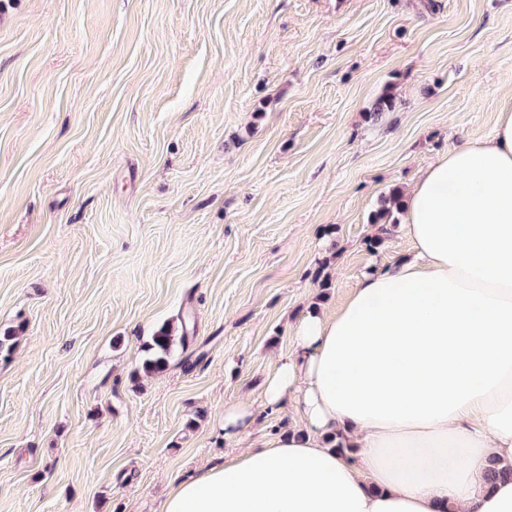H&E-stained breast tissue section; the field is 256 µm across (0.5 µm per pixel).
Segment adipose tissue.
I'll use <instances>...</instances> for the list:
<instances>
[{
  "mask_svg": "<svg viewBox=\"0 0 512 512\" xmlns=\"http://www.w3.org/2000/svg\"><path fill=\"white\" fill-rule=\"evenodd\" d=\"M401 197L412 254L306 313L266 378L300 428L176 481L161 512H512V481H482L512 462V106Z\"/></svg>",
  "mask_w": 512,
  "mask_h": 512,
  "instance_id": "obj_1",
  "label": "adipose tissue"
}]
</instances>
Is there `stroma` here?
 Wrapping results in <instances>:
<instances>
[{
	"label": "stroma",
	"mask_w": 512,
	"mask_h": 512,
	"mask_svg": "<svg viewBox=\"0 0 512 512\" xmlns=\"http://www.w3.org/2000/svg\"><path fill=\"white\" fill-rule=\"evenodd\" d=\"M511 88L512 0H0V512H160L295 427L292 324L409 253L383 198ZM175 336L173 327L166 325L151 337V341L144 347L147 355L143 360L142 368L145 373L165 368L175 344ZM256 411L249 405L230 406L224 409L223 436L231 440L239 437L255 421Z\"/></svg>",
	"instance_id": "stroma-1"
}]
</instances>
